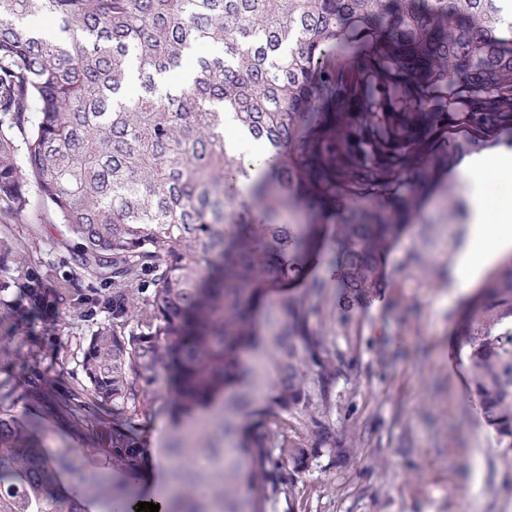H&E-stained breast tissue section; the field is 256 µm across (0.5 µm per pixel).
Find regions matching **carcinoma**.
Listing matches in <instances>:
<instances>
[{
	"label": "carcinoma",
	"instance_id": "carcinoma-1",
	"mask_svg": "<svg viewBox=\"0 0 512 512\" xmlns=\"http://www.w3.org/2000/svg\"><path fill=\"white\" fill-rule=\"evenodd\" d=\"M505 2L0 0V253L13 257L0 354L35 314L73 329L81 381L61 398L35 383L31 400L122 474L61 494L69 453L43 447L41 418L1 413L0 512H88L100 496L105 512H135L158 385L176 422L222 400L166 449L160 512H270L315 461L350 455L318 300L336 288L347 311L385 287L462 141L512 133ZM204 44L222 54L196 55ZM330 55L359 64L339 76ZM190 57L192 80L156 92ZM133 80L146 89L135 101ZM455 103L467 129L450 132ZM228 122L260 145L265 172L251 176ZM33 212L80 240L70 276L29 265L9 221ZM85 280L112 291L74 287ZM456 332L481 420L511 448L512 262L464 301Z\"/></svg>",
	"mask_w": 512,
	"mask_h": 512
}]
</instances>
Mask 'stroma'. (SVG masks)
Here are the masks:
<instances>
[{
    "instance_id": "obj_1",
    "label": "stroma",
    "mask_w": 512,
    "mask_h": 512,
    "mask_svg": "<svg viewBox=\"0 0 512 512\" xmlns=\"http://www.w3.org/2000/svg\"><path fill=\"white\" fill-rule=\"evenodd\" d=\"M469 222L461 182L440 186L393 251L381 298L346 315L323 300L345 371L332 420L353 428L357 446L347 460L302 475L294 499L280 498L276 512H512V462L481 424L462 363L449 357L456 311L469 295L450 287L449 275ZM32 224L43 242H55L51 270L64 274L78 240L63 239L62 225L43 216L15 229ZM31 327L15 339L17 358L0 361V408L20 417L35 408L17 372L49 378L61 394L77 372L62 322L35 317ZM44 423L45 448L69 450L80 470L93 467L87 437L65 417L50 413Z\"/></svg>"
}]
</instances>
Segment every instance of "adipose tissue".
Instances as JSON below:
<instances>
[{"label": "adipose tissue", "instance_id": "adipose-tissue-1", "mask_svg": "<svg viewBox=\"0 0 512 512\" xmlns=\"http://www.w3.org/2000/svg\"><path fill=\"white\" fill-rule=\"evenodd\" d=\"M512 171V153L497 151L484 156L466 159L459 167V173L468 186L471 206V224L468 237L453 271V285L457 288L471 287L487 267L497 259L512 254V235H501L495 243L486 241V224L496 220L501 224L512 223V204L499 205L488 209L485 201V181L488 171Z\"/></svg>", "mask_w": 512, "mask_h": 512}]
</instances>
